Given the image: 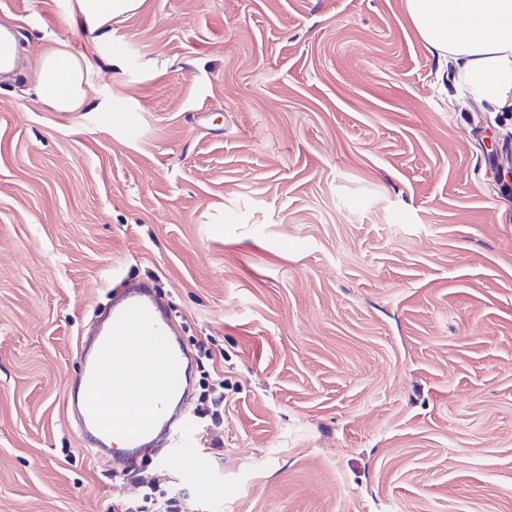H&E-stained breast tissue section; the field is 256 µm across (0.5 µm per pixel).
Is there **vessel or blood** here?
<instances>
[{
    "mask_svg": "<svg viewBox=\"0 0 512 512\" xmlns=\"http://www.w3.org/2000/svg\"><path fill=\"white\" fill-rule=\"evenodd\" d=\"M172 325L170 314L150 287L134 284L113 304L105 330L80 347L83 397L73 407L87 435L86 449L95 456H109L119 451L116 440L124 439L125 448L119 452L125 473L151 447L156 432H163L178 447L193 440L191 433L180 428L178 413L171 410L186 392L185 355L171 338ZM102 391L121 406H142L135 428H127L121 419L103 417L95 401Z\"/></svg>",
    "mask_w": 512,
    "mask_h": 512,
    "instance_id": "b4317fda",
    "label": "vessel or blood"
}]
</instances>
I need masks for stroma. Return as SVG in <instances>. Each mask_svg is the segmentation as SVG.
Here are the masks:
<instances>
[{"instance_id":"35a3bbf8","label":"stroma","mask_w":512,"mask_h":512,"mask_svg":"<svg viewBox=\"0 0 512 512\" xmlns=\"http://www.w3.org/2000/svg\"><path fill=\"white\" fill-rule=\"evenodd\" d=\"M71 3L0 0L20 57L65 40L94 88L0 82V512L141 497L67 403L126 280L193 357L198 445L140 468L184 512H512V112L405 0H144L104 38Z\"/></svg>"}]
</instances>
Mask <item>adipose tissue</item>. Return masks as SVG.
<instances>
[{"label":"adipose tissue","mask_w":512,"mask_h":512,"mask_svg":"<svg viewBox=\"0 0 512 512\" xmlns=\"http://www.w3.org/2000/svg\"><path fill=\"white\" fill-rule=\"evenodd\" d=\"M144 0H75L74 10L95 32L134 14ZM421 41L452 63L472 98L512 108V0H405ZM31 77L39 101L57 112H78L90 100L89 60L68 42L52 40L37 55Z\"/></svg>","instance_id":"adipose-tissue-1"}]
</instances>
